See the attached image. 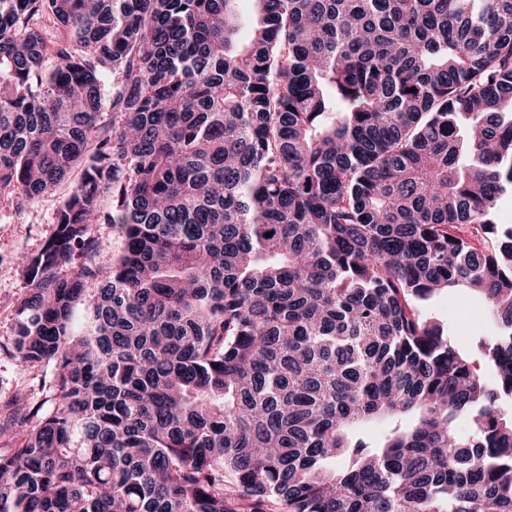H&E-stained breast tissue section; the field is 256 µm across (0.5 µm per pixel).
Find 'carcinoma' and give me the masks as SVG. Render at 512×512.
<instances>
[{
	"label": "carcinoma",
	"instance_id": "cac0c4a2",
	"mask_svg": "<svg viewBox=\"0 0 512 512\" xmlns=\"http://www.w3.org/2000/svg\"><path fill=\"white\" fill-rule=\"evenodd\" d=\"M240 2L0 0V197L81 168L20 258L57 398L0 512H512V0H250L245 43ZM91 237L94 240L97 259L109 260L121 248V237L110 224L93 226ZM426 313L443 323L448 332L463 346L468 354L474 371L482 376L491 387L495 386L493 374L487 370L482 356L478 352L479 336H494L495 321L488 319L484 312V300L478 293L464 296L441 292L431 298L425 307ZM464 310L475 313L473 317L464 315Z\"/></svg>",
	"mask_w": 512,
	"mask_h": 512
}]
</instances>
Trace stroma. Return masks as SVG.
Masks as SVG:
<instances>
[{
    "label": "stroma",
    "instance_id": "35a3bbf8",
    "mask_svg": "<svg viewBox=\"0 0 512 512\" xmlns=\"http://www.w3.org/2000/svg\"><path fill=\"white\" fill-rule=\"evenodd\" d=\"M74 185V180H66L53 192L34 198L21 210L11 201L0 199V416L5 413L6 404L18 394L46 410L56 401L51 368L27 369L16 357V309L28 293L24 273L16 258L40 250L53 233L55 214ZM425 310L443 323L449 334L463 346L474 371L486 382H493L494 376L487 370L477 348L479 337L496 332L495 322L485 315L481 295L442 292L427 302Z\"/></svg>",
    "mask_w": 512,
    "mask_h": 512
}]
</instances>
